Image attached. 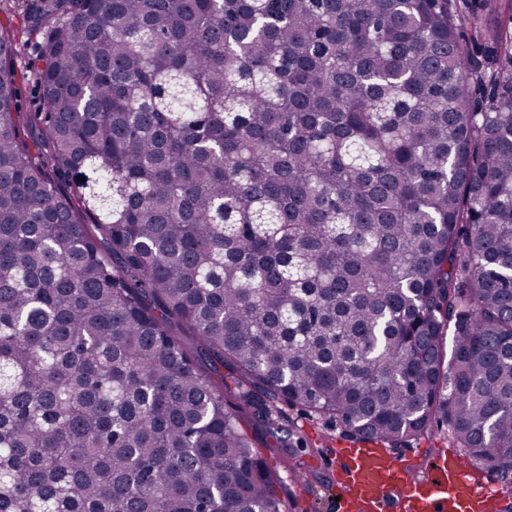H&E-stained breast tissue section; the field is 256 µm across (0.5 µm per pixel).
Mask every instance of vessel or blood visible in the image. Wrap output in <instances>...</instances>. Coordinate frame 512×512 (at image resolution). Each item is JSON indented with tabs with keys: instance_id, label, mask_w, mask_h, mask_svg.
<instances>
[{
	"instance_id": "vessel-or-blood-1",
	"label": "vessel or blood",
	"mask_w": 512,
	"mask_h": 512,
	"mask_svg": "<svg viewBox=\"0 0 512 512\" xmlns=\"http://www.w3.org/2000/svg\"><path fill=\"white\" fill-rule=\"evenodd\" d=\"M330 467L340 477L332 512H491L498 496L454 453L438 455L420 475L381 443L361 440L336 449Z\"/></svg>"
}]
</instances>
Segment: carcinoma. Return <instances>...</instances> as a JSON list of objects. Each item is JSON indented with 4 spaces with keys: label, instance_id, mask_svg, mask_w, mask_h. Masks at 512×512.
I'll return each mask as SVG.
<instances>
[{
    "label": "carcinoma",
    "instance_id": "cac0c4a2",
    "mask_svg": "<svg viewBox=\"0 0 512 512\" xmlns=\"http://www.w3.org/2000/svg\"><path fill=\"white\" fill-rule=\"evenodd\" d=\"M490 8L41 0L32 147L0 34V512H283L242 425L303 447L281 402L388 447L440 428L512 495Z\"/></svg>",
    "mask_w": 512,
    "mask_h": 512
}]
</instances>
